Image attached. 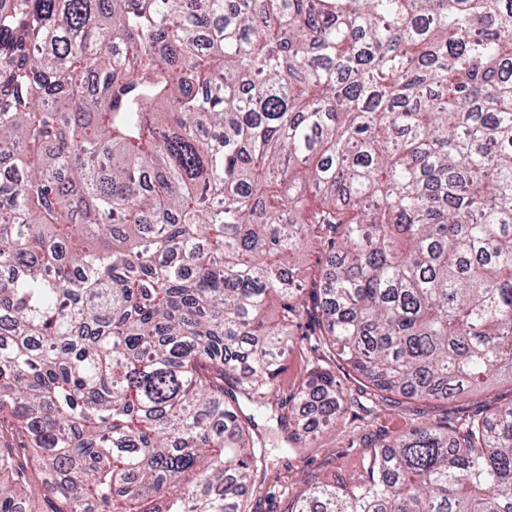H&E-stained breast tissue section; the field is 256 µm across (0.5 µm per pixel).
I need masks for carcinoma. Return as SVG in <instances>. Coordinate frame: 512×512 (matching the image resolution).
Listing matches in <instances>:
<instances>
[{"label":"carcinoma","mask_w":512,"mask_h":512,"mask_svg":"<svg viewBox=\"0 0 512 512\" xmlns=\"http://www.w3.org/2000/svg\"><path fill=\"white\" fill-rule=\"evenodd\" d=\"M509 71L512 0H0V512H251L304 313L290 455L512 379ZM360 455L287 512H512V404ZM324 263V256L319 252L318 245L314 244V247L310 248L309 251L301 257L300 261L295 264V269L293 270L294 275L303 280L302 285L304 288H312L311 276L314 270L321 268ZM309 319L306 314L299 321V327L294 330L295 336H292V342H289L288 350L282 361V369L278 375L275 388L277 395L272 397L274 402H282L285 409L281 410L285 413L288 412L289 406L297 409L305 403L303 398H299L297 388L302 384L305 379H308L310 373L316 368H326L334 376H336V383L343 386H355L351 378L348 376V371L343 367L340 362H333L328 356L325 357L322 350H314L309 345L310 336H302L308 330ZM310 333V331H309ZM287 397V402H286Z\"/></svg>","instance_id":"obj_1"}]
</instances>
